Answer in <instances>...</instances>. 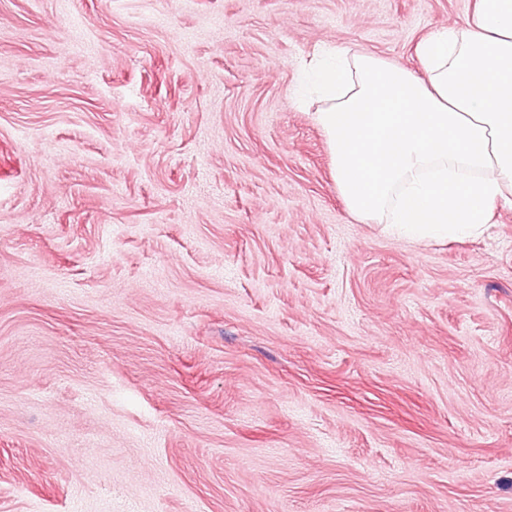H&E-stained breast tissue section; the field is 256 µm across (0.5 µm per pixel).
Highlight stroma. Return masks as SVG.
I'll use <instances>...</instances> for the list:
<instances>
[{
  "label": "stroma",
  "instance_id": "35a3bbf8",
  "mask_svg": "<svg viewBox=\"0 0 512 512\" xmlns=\"http://www.w3.org/2000/svg\"><path fill=\"white\" fill-rule=\"evenodd\" d=\"M474 0H0V512H512V209L353 217L299 103Z\"/></svg>",
  "mask_w": 512,
  "mask_h": 512
}]
</instances>
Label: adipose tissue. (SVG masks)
I'll return each instance as SVG.
<instances>
[{"label":"adipose tissue","mask_w":512,"mask_h":512,"mask_svg":"<svg viewBox=\"0 0 512 512\" xmlns=\"http://www.w3.org/2000/svg\"><path fill=\"white\" fill-rule=\"evenodd\" d=\"M415 74L326 49L311 77L340 194L354 216L418 240L478 231L512 207V0H476L421 40Z\"/></svg>","instance_id":"1"}]
</instances>
